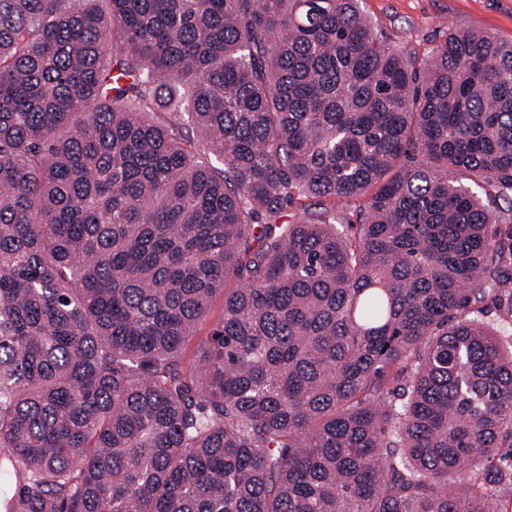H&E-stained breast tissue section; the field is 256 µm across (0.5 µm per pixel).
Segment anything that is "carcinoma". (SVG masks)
Returning <instances> with one entry per match:
<instances>
[{
	"label": "carcinoma",
	"mask_w": 512,
	"mask_h": 512,
	"mask_svg": "<svg viewBox=\"0 0 512 512\" xmlns=\"http://www.w3.org/2000/svg\"><path fill=\"white\" fill-rule=\"evenodd\" d=\"M509 196L512 43L0 0V512H502ZM223 309L222 299L216 298L212 304L209 316L199 325L196 336L187 345V357L191 358L197 346L206 338L213 325L219 320Z\"/></svg>",
	"instance_id": "1"
}]
</instances>
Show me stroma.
Returning a JSON list of instances; mask_svg holds the SVG:
<instances>
[{
  "label": "stroma",
  "instance_id": "35a3bbf8",
  "mask_svg": "<svg viewBox=\"0 0 512 512\" xmlns=\"http://www.w3.org/2000/svg\"><path fill=\"white\" fill-rule=\"evenodd\" d=\"M359 6L379 40L419 61L455 29L512 42V0H360Z\"/></svg>",
  "mask_w": 512,
  "mask_h": 512
}]
</instances>
